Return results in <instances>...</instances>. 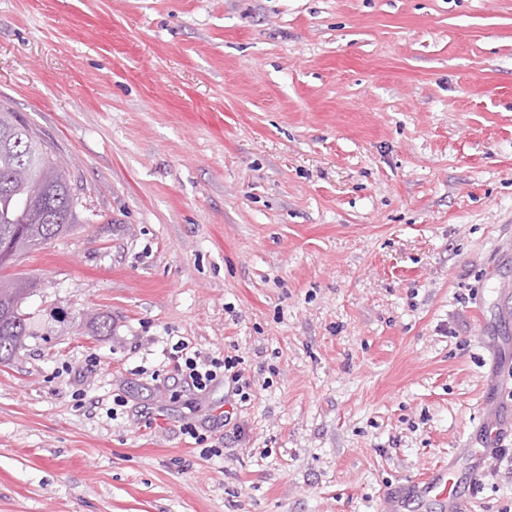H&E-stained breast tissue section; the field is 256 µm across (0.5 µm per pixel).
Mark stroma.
I'll return each instance as SVG.
<instances>
[{"label":"stroma","mask_w":512,"mask_h":512,"mask_svg":"<svg viewBox=\"0 0 512 512\" xmlns=\"http://www.w3.org/2000/svg\"><path fill=\"white\" fill-rule=\"evenodd\" d=\"M1 106L79 222L7 269L0 512H381L466 467L512 376V0H0ZM31 283L16 278H0V362L10 360L32 335L22 304ZM176 348L175 351L178 354L173 356V359L176 362L177 370L181 372L188 387L204 392L217 380L218 375H222V377L224 375L225 379H230L231 382L236 384L235 394L240 396L241 401L250 400L251 393L247 390H251V384L243 380L242 370L238 368L242 364L238 355H226L220 359L219 357H203L197 350L189 354L186 351L188 346L184 343ZM180 359L184 365L180 363ZM240 381H242L241 384Z\"/></svg>","instance_id":"35a3bbf8"}]
</instances>
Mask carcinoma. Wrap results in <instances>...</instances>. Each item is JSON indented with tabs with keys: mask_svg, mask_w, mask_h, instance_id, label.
<instances>
[{
	"mask_svg": "<svg viewBox=\"0 0 512 512\" xmlns=\"http://www.w3.org/2000/svg\"><path fill=\"white\" fill-rule=\"evenodd\" d=\"M78 199L58 156L18 116L0 109V267L46 245L78 222ZM31 283L0 278V362L32 335L22 304Z\"/></svg>",
	"mask_w": 512,
	"mask_h": 512,
	"instance_id": "obj_1",
	"label": "carcinoma"
}]
</instances>
